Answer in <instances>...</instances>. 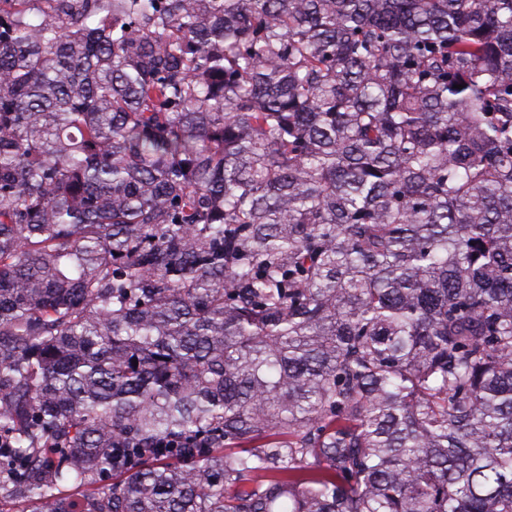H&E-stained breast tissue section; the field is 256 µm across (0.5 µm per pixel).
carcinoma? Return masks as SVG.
<instances>
[{
    "label": "carcinoma",
    "instance_id": "obj_1",
    "mask_svg": "<svg viewBox=\"0 0 512 512\" xmlns=\"http://www.w3.org/2000/svg\"><path fill=\"white\" fill-rule=\"evenodd\" d=\"M2 472L512 512V0H0Z\"/></svg>",
    "mask_w": 512,
    "mask_h": 512
}]
</instances>
